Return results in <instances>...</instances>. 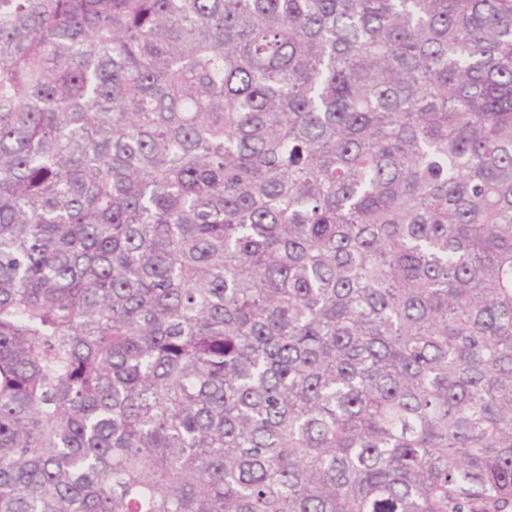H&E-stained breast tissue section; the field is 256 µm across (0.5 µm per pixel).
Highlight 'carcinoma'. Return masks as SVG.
<instances>
[{"instance_id": "1", "label": "carcinoma", "mask_w": 512, "mask_h": 512, "mask_svg": "<svg viewBox=\"0 0 512 512\" xmlns=\"http://www.w3.org/2000/svg\"><path fill=\"white\" fill-rule=\"evenodd\" d=\"M0 512H512V0H0Z\"/></svg>"}]
</instances>
